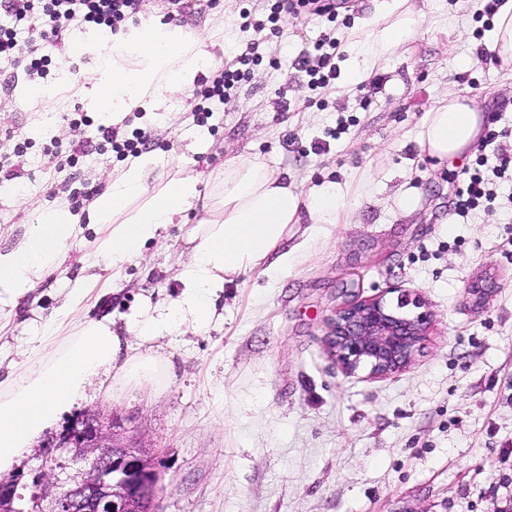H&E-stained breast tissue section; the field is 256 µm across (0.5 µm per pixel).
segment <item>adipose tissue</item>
<instances>
[{"instance_id": "obj_1", "label": "adipose tissue", "mask_w": 512, "mask_h": 512, "mask_svg": "<svg viewBox=\"0 0 512 512\" xmlns=\"http://www.w3.org/2000/svg\"><path fill=\"white\" fill-rule=\"evenodd\" d=\"M416 24L409 0H383L372 29L347 37L355 75H366L392 54L414 34ZM232 37L226 23L192 37L150 11L112 38L79 28L67 38V53L94 54L92 72L79 81L61 67L54 84L27 87L17 102L45 123L63 110L66 91L115 126L132 112L168 116L195 90L201 74L223 67ZM486 48L503 67L512 66V0H502ZM483 126L472 99L452 95L430 107L420 145L431 157L452 160L468 153ZM163 164L170 177L149 184L150 174ZM203 183L209 186L205 195L199 190ZM202 197L207 200L205 215L184 235L189 258L178 270L179 293L133 314L126 336L116 334L111 316L78 319L90 293L86 280L69 288L52 325L32 328L25 361L0 382V475L19 466L32 445L85 400L92 384L153 383L168 365L156 340L185 328L207 332L219 318L218 289L263 265L301 212L334 224L343 221L339 190L304 193L257 155L235 157L205 180L187 172L177 154L164 163L151 155L132 157L85 214L74 213L64 202L38 207L23 236L0 245V316L62 266L69 243L83 234L85 225L96 228L91 243L95 263L116 268L141 257L169 225L184 224L186 213ZM131 335L136 338L132 344L127 341Z\"/></svg>"}]
</instances>
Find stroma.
<instances>
[{"label": "stroma", "mask_w": 512, "mask_h": 512, "mask_svg": "<svg viewBox=\"0 0 512 512\" xmlns=\"http://www.w3.org/2000/svg\"><path fill=\"white\" fill-rule=\"evenodd\" d=\"M273 2L212 0L174 17L191 35L224 19L264 60L204 124L182 111L154 127L149 152L185 154L202 175L261 155L303 192L346 190L344 221L289 225L288 266L225 283L224 318L207 333L161 338L169 375L109 397L89 389L79 409L113 413L151 448L166 487L158 512H512V180L494 179L489 207L458 217L456 176L479 148L449 162L418 144L432 104L464 90L486 130L512 127V71L475 35L482 2L413 0L416 34L376 66L375 89L350 83L341 57L336 92L323 99L295 58L320 35L365 30L380 0H352L335 21L313 16L280 34L241 28L242 8L263 19ZM30 81L0 59V101L11 105L0 112V229L13 238L32 222L18 187L44 206L73 178L78 211L123 166L98 132L72 127L78 99L54 114V131L38 127L15 102ZM283 98L289 111L277 108ZM77 142L75 168H58ZM183 235L170 226L142 259L112 269L91 267L85 231L62 271L0 320V380L26 358L31 322L46 323L76 279L96 276L83 314L111 315L120 333L132 312L174 297ZM400 288L432 313L424 350L386 377L342 374L323 344L327 317L352 294L396 304Z\"/></svg>", "instance_id": "stroma-1"}]
</instances>
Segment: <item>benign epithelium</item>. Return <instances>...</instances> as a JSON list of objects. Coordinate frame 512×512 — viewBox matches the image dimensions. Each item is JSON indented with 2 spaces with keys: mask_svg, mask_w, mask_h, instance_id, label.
Wrapping results in <instances>:
<instances>
[{
  "mask_svg": "<svg viewBox=\"0 0 512 512\" xmlns=\"http://www.w3.org/2000/svg\"><path fill=\"white\" fill-rule=\"evenodd\" d=\"M410 305L416 311H404ZM430 319L425 303L407 291L395 308L381 296L350 300L328 318L323 342L343 374L365 367L372 376H388L407 368L424 349ZM63 452L88 461L80 481L61 478ZM20 481L19 475L0 476V512H156L163 491L146 447L102 412L81 415L47 442L26 511L18 506Z\"/></svg>",
  "mask_w": 512,
  "mask_h": 512,
  "instance_id": "7a95c632",
  "label": "benign epithelium"
}]
</instances>
